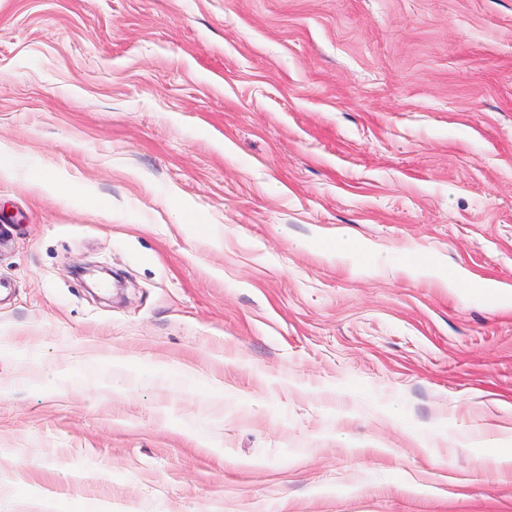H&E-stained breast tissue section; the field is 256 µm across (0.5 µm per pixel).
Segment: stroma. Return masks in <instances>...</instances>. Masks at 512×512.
Segmentation results:
<instances>
[{"label":"stroma","instance_id":"obj_1","mask_svg":"<svg viewBox=\"0 0 512 512\" xmlns=\"http://www.w3.org/2000/svg\"><path fill=\"white\" fill-rule=\"evenodd\" d=\"M0 146V512H512V0H0ZM25 178L35 184L45 187L53 193L62 196H71L72 187L63 179L47 174L43 168L30 166L25 171ZM405 270L414 278H436L442 282L444 288L451 290L467 288L470 285V279L462 271L454 269L451 272H447L443 266L436 263L433 259H410L405 265Z\"/></svg>","mask_w":512,"mask_h":512}]
</instances>
